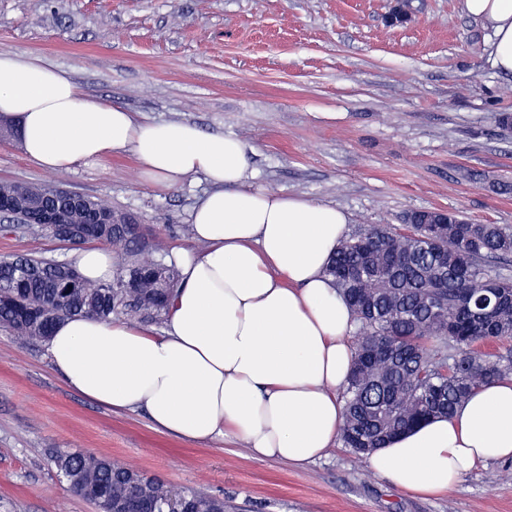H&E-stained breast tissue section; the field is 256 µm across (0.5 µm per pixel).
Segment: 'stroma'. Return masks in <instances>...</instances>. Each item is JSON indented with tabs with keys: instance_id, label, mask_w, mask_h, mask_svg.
I'll return each instance as SVG.
<instances>
[{
	"instance_id": "1",
	"label": "stroma",
	"mask_w": 512,
	"mask_h": 512,
	"mask_svg": "<svg viewBox=\"0 0 512 512\" xmlns=\"http://www.w3.org/2000/svg\"><path fill=\"white\" fill-rule=\"evenodd\" d=\"M0 0V54L65 73L90 98L150 123H190L247 147L252 187L338 207L350 229L402 227L415 210H449L512 227V193L466 182L471 168L512 183V74L491 63V28L463 0ZM0 181L59 186L136 214L165 247L211 189L142 181L128 152L43 169L0 124ZM73 246L20 230L0 259L70 262ZM91 452L175 489L223 498L226 512H512V460L467 472L423 498L375 476L343 446L296 467L253 459L228 436L172 437L146 410L114 411L71 391L46 343L0 329V512H96L51 462Z\"/></svg>"
}]
</instances>
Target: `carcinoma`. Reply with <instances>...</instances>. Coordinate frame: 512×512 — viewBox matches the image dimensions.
<instances>
[{"label":"carcinoma","instance_id":"cac0c4a2","mask_svg":"<svg viewBox=\"0 0 512 512\" xmlns=\"http://www.w3.org/2000/svg\"><path fill=\"white\" fill-rule=\"evenodd\" d=\"M76 214L107 212L116 222L103 244L119 258L112 280H81L72 289L49 288L27 273L47 261L0 260V326L24 340L45 342L52 327L72 316L100 320L167 318L180 281L175 260L130 230L135 215L87 199ZM512 260V229L499 224H407L399 231L369 225L337 248L327 273L353 309L358 342L343 392L340 439L357 455L430 417H450L473 392L512 379V350L488 355L487 342L512 339V277L491 273V260ZM36 319L20 322V305ZM52 462L70 489L98 512H161L170 490L158 480L91 453L61 449ZM190 512H224V499L189 489Z\"/></svg>","mask_w":512,"mask_h":512}]
</instances>
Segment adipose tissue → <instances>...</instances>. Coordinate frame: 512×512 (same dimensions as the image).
I'll use <instances>...</instances> for the list:
<instances>
[{
  "mask_svg": "<svg viewBox=\"0 0 512 512\" xmlns=\"http://www.w3.org/2000/svg\"><path fill=\"white\" fill-rule=\"evenodd\" d=\"M493 29V63L512 72V0H464ZM0 117L27 157L68 170L129 151L141 177L171 189L203 175L192 214L198 253L174 249L181 286L166 329L127 320L62 321L49 356L68 387L115 411L145 409L159 429L206 442L231 433L259 461L303 466L334 448L353 360L355 316L325 268L346 236L343 210L253 189L247 149L189 123H146L90 99L65 74L0 54ZM512 459V380L477 390L368 458L396 487L433 496L477 464Z\"/></svg>",
  "mask_w": 512,
  "mask_h": 512,
  "instance_id": "obj_1",
  "label": "adipose tissue"
}]
</instances>
